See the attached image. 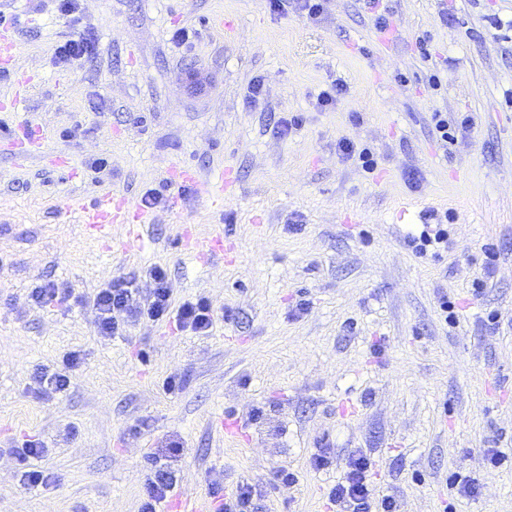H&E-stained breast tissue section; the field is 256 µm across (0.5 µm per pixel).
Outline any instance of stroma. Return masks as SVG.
I'll list each match as a JSON object with an SVG mask.
<instances>
[{
	"label": "stroma",
	"instance_id": "stroma-1",
	"mask_svg": "<svg viewBox=\"0 0 512 512\" xmlns=\"http://www.w3.org/2000/svg\"><path fill=\"white\" fill-rule=\"evenodd\" d=\"M390 6L388 40L361 0H324L315 19L264 0H78L76 27L55 0H0V36L28 79L0 71V512H139L173 440L179 487L204 503L212 482L247 481L260 512H330L324 493L360 451L397 512H445L455 471L479 488L457 512H512V465L482 462L490 448L512 457V324L485 326L512 317V0ZM80 34L95 55L58 63ZM338 81L346 93L321 109ZM436 112L454 145L437 141ZM28 127L42 135L29 157L15 142ZM343 138L377 169L344 158ZM174 168L197 173L186 196ZM223 179L219 204L202 187ZM110 189L175 203L139 211L143 237L121 253L82 222ZM432 207L449 215L448 247L420 258L405 238ZM216 237L224 255L210 262ZM487 244L500 260L476 298ZM155 264L174 303L210 301L209 335L163 321L97 335L90 297L117 276L149 292ZM48 283L79 302L34 307ZM72 351L66 393L36 394V367ZM31 437L50 449L45 489L22 486L8 452ZM317 448L335 454L321 471ZM282 465L296 485L269 484Z\"/></svg>",
	"mask_w": 512,
	"mask_h": 512
}]
</instances>
